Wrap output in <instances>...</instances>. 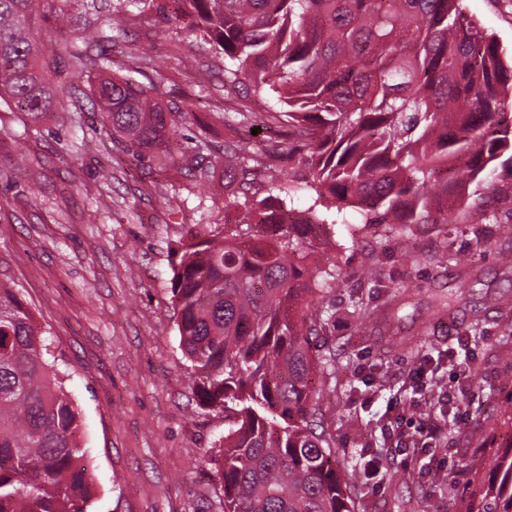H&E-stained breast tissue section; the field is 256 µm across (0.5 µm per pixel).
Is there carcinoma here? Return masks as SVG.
<instances>
[{"label": "carcinoma", "instance_id": "obj_1", "mask_svg": "<svg viewBox=\"0 0 512 512\" xmlns=\"http://www.w3.org/2000/svg\"><path fill=\"white\" fill-rule=\"evenodd\" d=\"M112 27L126 29L123 0ZM224 63V90L249 80L264 112L227 107L231 131L274 125L310 179H285L241 139L224 141V168L199 155L182 169L196 185L224 180L235 224H189L171 279L180 345L203 407L227 427L210 460L224 512H356L349 469L316 417L313 377L336 365L315 355L345 283L328 246L346 211L366 236L384 224H446L467 186L496 176L512 152V65L462 0H172ZM35 0H0V104L34 120L51 109L52 74L36 41ZM119 39L99 46L92 98L103 127L137 158L171 152L188 111L165 109L147 87L109 73ZM311 204L297 217L289 203ZM82 420L28 305L0 284V512H91ZM488 480L448 474L466 512H512V452L485 462Z\"/></svg>", "mask_w": 512, "mask_h": 512}]
</instances>
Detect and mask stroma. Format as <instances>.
<instances>
[{
	"mask_svg": "<svg viewBox=\"0 0 512 512\" xmlns=\"http://www.w3.org/2000/svg\"><path fill=\"white\" fill-rule=\"evenodd\" d=\"M119 0H38L47 17L39 40L44 56L59 43L74 44L59 78L63 93L39 121L0 109V282L15 288L51 341L65 388L83 421L82 440L96 491L94 512H224V489L209 461L224 433V414L199 407L179 346L171 279L185 225L231 224L221 180L201 186L161 158H134L103 131L91 101L94 48L82 31L113 36L109 18ZM467 12L512 54V0H465ZM65 12L69 23L52 17ZM113 74L154 86L162 104L189 111L171 143L196 151L198 120L224 109V60L188 30L173 8L146 4L128 25ZM512 224V199L500 179H487L476 201L450 212L444 224H420L405 243L393 235L374 241L336 229L337 254L348 275L334 297L325 341L345 344L351 358L316 378L324 425L343 462L383 446L389 421L418 420L451 398L456 411L426 449L388 451L406 473L397 484L363 489L372 512H462L459 494L432 484L479 463L484 449L512 445V340L503 328L512 306V241L498 227ZM471 255L473 274L454 288L448 270L431 254ZM378 281L359 280L362 269ZM408 297L394 328L411 332L432 319L437 299L455 293L462 303L456 324L435 322L414 356L372 337L350 306L357 292L366 311L381 313L397 288ZM487 313L485 336L467 344L471 310ZM433 379L419 388L409 380L420 364Z\"/></svg>",
	"mask_w": 512,
	"mask_h": 512,
	"instance_id": "35a3bbf8",
	"label": "stroma"
}]
</instances>
